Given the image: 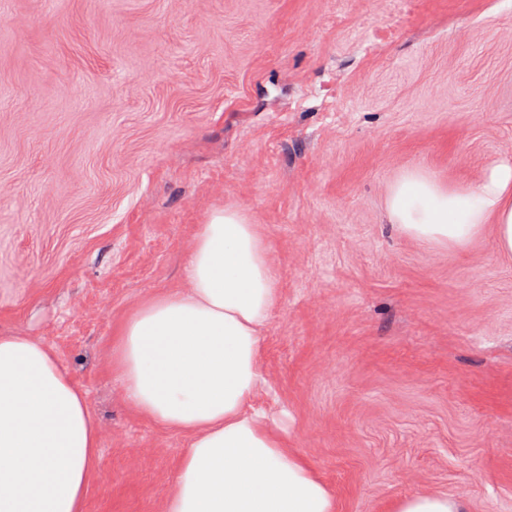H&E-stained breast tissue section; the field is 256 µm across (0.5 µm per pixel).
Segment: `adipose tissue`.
<instances>
[{"mask_svg":"<svg viewBox=\"0 0 512 512\" xmlns=\"http://www.w3.org/2000/svg\"><path fill=\"white\" fill-rule=\"evenodd\" d=\"M385 205L407 236L462 248L488 232L512 258V156L473 187L406 170ZM270 253L242 211H211L190 244L186 287L140 300L115 331L111 368L127 405L188 437L162 512H336L314 466L254 404L263 330L281 301ZM99 446L86 395L54 352L0 334V512H85Z\"/></svg>","mask_w":512,"mask_h":512,"instance_id":"ef3b65f1","label":"adipose tissue"}]
</instances>
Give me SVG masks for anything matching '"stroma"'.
<instances>
[{
	"label": "stroma",
	"instance_id": "1",
	"mask_svg": "<svg viewBox=\"0 0 512 512\" xmlns=\"http://www.w3.org/2000/svg\"><path fill=\"white\" fill-rule=\"evenodd\" d=\"M509 154L512 0H0V331L87 396L86 512L175 480L187 439L128 407L112 329L227 205L282 288L255 404L337 512H512V260L385 210L405 170L467 186ZM391 512H463L462 505L448 494L426 492L397 500Z\"/></svg>",
	"mask_w": 512,
	"mask_h": 512
}]
</instances>
